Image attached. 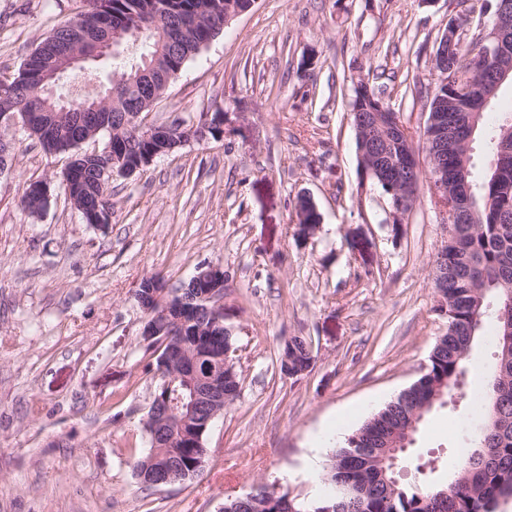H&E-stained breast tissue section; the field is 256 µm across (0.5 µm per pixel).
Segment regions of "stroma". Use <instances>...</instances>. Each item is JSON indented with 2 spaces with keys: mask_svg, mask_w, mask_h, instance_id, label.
<instances>
[{
  "mask_svg": "<svg viewBox=\"0 0 512 512\" xmlns=\"http://www.w3.org/2000/svg\"><path fill=\"white\" fill-rule=\"evenodd\" d=\"M495 0H256L171 80L150 122L237 113L220 139L190 143L112 180V219L86 224L60 181L66 155L21 127L0 173V512H220L258 486L317 495L327 456L424 372L448 330L430 264L445 231L420 188L400 234L375 187L359 188L348 117L352 82L368 78L413 134L438 84L434 46L449 17L494 20ZM84 0H0V74L16 75ZM47 181L32 216L26 186ZM310 195L315 234L297 235ZM224 269V324L236 338L241 392L210 426L193 479L147 489L128 448L161 382L135 291L171 288L197 268ZM457 388L425 416L395 469L403 485L447 480L476 424L464 397L496 359L487 337ZM312 344L301 378L281 374L280 345Z\"/></svg>",
  "mask_w": 512,
  "mask_h": 512,
  "instance_id": "1",
  "label": "stroma"
}]
</instances>
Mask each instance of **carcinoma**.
Masks as SVG:
<instances>
[{
	"instance_id": "1",
	"label": "carcinoma",
	"mask_w": 512,
	"mask_h": 512,
	"mask_svg": "<svg viewBox=\"0 0 512 512\" xmlns=\"http://www.w3.org/2000/svg\"><path fill=\"white\" fill-rule=\"evenodd\" d=\"M107 10L118 23L138 30L137 38H128L115 53L101 62H92L94 69L100 64L112 67L101 94L112 91V99L102 106L95 105L99 95L84 97L68 95L67 100L43 92L42 72L55 71V43L46 37L28 55V75L15 83L8 97L0 98V111L21 106L31 114V127L27 136L44 150L58 144L70 146L75 164L85 171L86 177L71 186L72 206L91 211L97 201L112 206V190L99 183L92 175L95 161L84 156L72 144L86 136L94 138L110 133L106 123L117 120L122 113L136 109L148 112L158 100L160 77L177 74L202 48L217 38L224 29L226 18L234 15L241 0H105ZM472 37L456 38L448 45V73H461L475 86L484 87L490 79L493 65L469 58ZM80 112L67 113L64 128L49 124L50 116L72 105ZM395 113L363 78L352 86L349 102L350 120L353 112ZM512 125V111L502 113L492 127L484 121L477 123L472 139L485 137L491 153V162L485 173L475 176L472 157L459 151L448 156V171L454 173L449 192L461 188L467 180L473 187L471 213L464 214L467 224L456 225V234L445 249V260L440 265L442 289L448 309V333L433 346L424 373L394 400L386 403L368 417L344 442L332 449L323 473V492L315 499L299 500L283 491L276 498L266 490L252 493L245 512H286L282 502L291 499L295 512H499L501 502L512 499V326L499 318V311L507 295H512V193L504 192V182H512V164L500 166L497 155L504 129ZM204 126H177L156 135L150 141L138 138L128 149V158L136 161L150 150L169 148L184 139L199 140L203 135L214 136L213 129L203 132ZM371 183L386 195L391 206L400 203L403 185L385 183L379 175ZM298 234L306 227L320 223L310 203L299 200ZM135 298L145 306L148 321H155L154 334L148 338L147 349L157 354L156 369L166 363L169 350L168 328L162 318L156 317L159 303L167 300L152 279L143 280ZM493 319L496 325L491 341L497 349L496 372L500 379L492 381L484 395L473 402V409L482 417V424L473 435L471 444L488 449L485 460L474 462L467 457L456 472L457 487L446 485L401 487L391 471L383 467L372 455L367 444L374 436L405 426L409 415L422 405L435 390L449 393L464 375L468 357L462 356L467 337L477 342L483 337V324ZM211 320L202 317L184 325L179 332L195 345L191 357L197 359L195 379L208 375L205 369L206 346L203 338L216 334L210 329ZM189 357V358H191ZM189 358L173 362L183 372ZM313 364L311 346L300 336H293L280 350L279 366L303 375ZM146 434L157 431L161 448H149L145 454L130 449L133 475L147 488H162L195 477L205 462L207 448L196 439V433L179 424V418L147 417ZM351 481L358 485L360 494L345 502L336 496V483Z\"/></svg>"
}]
</instances>
